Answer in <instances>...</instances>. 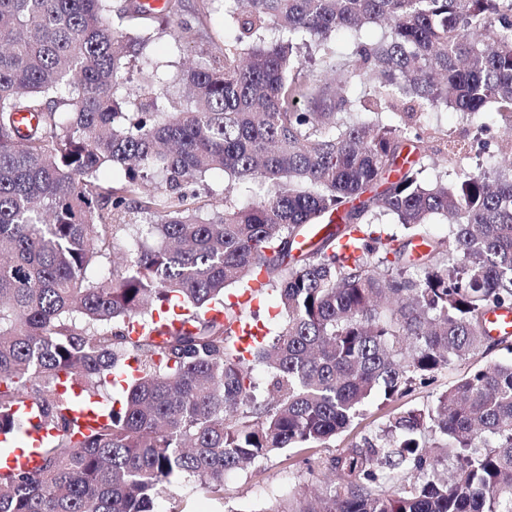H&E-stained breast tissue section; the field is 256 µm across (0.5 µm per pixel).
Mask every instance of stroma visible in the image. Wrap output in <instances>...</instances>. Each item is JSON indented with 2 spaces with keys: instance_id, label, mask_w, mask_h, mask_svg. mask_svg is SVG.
<instances>
[{
  "instance_id": "1",
  "label": "stroma",
  "mask_w": 512,
  "mask_h": 512,
  "mask_svg": "<svg viewBox=\"0 0 512 512\" xmlns=\"http://www.w3.org/2000/svg\"><path fill=\"white\" fill-rule=\"evenodd\" d=\"M182 14L184 19L201 30L200 35L187 42L178 43L172 37L158 36L159 19L152 17L144 22L145 34L152 37L147 52L165 77L175 73L180 63L194 61L214 52L225 35L231 32L223 11L204 10L202 0H182ZM483 120L486 124L483 136L488 142L487 147L474 149L462 165H449V175H456L462 168L492 171L499 167L502 157L500 148L512 139V127L491 109L485 112ZM511 360L512 337L491 350L453 362L439 370L429 385L416 386L399 400L384 403L370 399L354 425L326 446L287 448L256 461L247 469L225 472L223 500L217 501L200 494L194 478L179 476L177 488L185 501L187 512H267L278 502L297 497L303 488L320 486L329 459L348 448L361 447L374 440L390 413L411 408L429 409L441 391L475 367Z\"/></svg>"
}]
</instances>
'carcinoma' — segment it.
Returning <instances> with one entry per match:
<instances>
[{"instance_id": "1", "label": "carcinoma", "mask_w": 512, "mask_h": 512, "mask_svg": "<svg viewBox=\"0 0 512 512\" xmlns=\"http://www.w3.org/2000/svg\"><path fill=\"white\" fill-rule=\"evenodd\" d=\"M223 6L232 38L167 82L149 38L116 25L139 6L0 0V434L28 403L45 432L36 467L0 465V512H185L178 473L220 500L224 472L327 444L370 396L488 348L487 315L512 308V162L421 178L467 158L452 136L435 158L424 113L512 122V0ZM162 12L173 39L194 35L181 0ZM111 166L124 179L104 188ZM216 171L230 185L203 217ZM249 182L266 193L242 206ZM388 215L404 240L373 230ZM435 217L447 236L425 230ZM261 270L286 319L246 357L232 326L258 319L228 296ZM398 468L408 484L383 488ZM329 470L319 508L269 512H512V362Z\"/></svg>"}]
</instances>
